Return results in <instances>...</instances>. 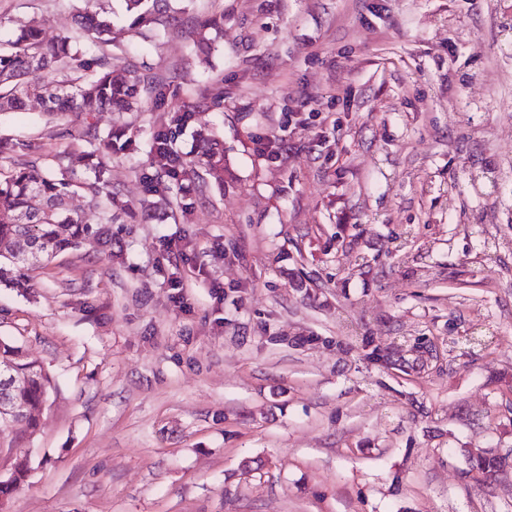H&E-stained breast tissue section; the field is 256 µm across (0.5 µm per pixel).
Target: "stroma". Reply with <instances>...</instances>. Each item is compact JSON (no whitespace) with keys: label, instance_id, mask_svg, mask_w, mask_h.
Wrapping results in <instances>:
<instances>
[{"label":"stroma","instance_id":"stroma-1","mask_svg":"<svg viewBox=\"0 0 512 512\" xmlns=\"http://www.w3.org/2000/svg\"><path fill=\"white\" fill-rule=\"evenodd\" d=\"M171 5L223 12L209 55L112 0L111 64L169 77L174 107L222 83L177 146L211 129L234 179L188 223L145 217L143 98L111 246L0 287V336L58 385L10 512H512V469L471 470L512 456V209L470 181L512 189V0ZM34 21L71 29L68 0H0V40ZM45 132L39 101L0 113V137L66 147Z\"/></svg>","mask_w":512,"mask_h":512}]
</instances>
